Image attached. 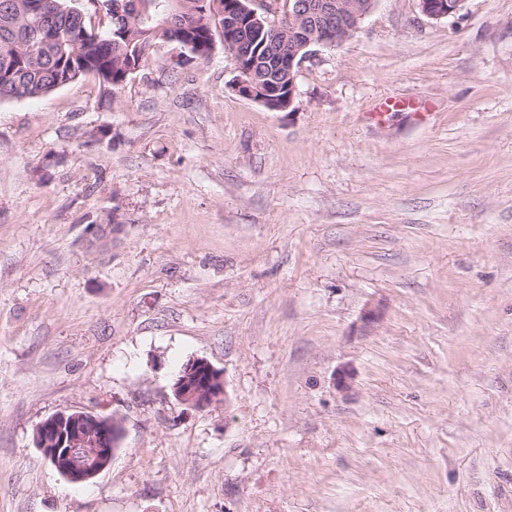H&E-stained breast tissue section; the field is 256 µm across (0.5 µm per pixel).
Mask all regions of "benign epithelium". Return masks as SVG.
I'll use <instances>...</instances> for the list:
<instances>
[{"instance_id": "obj_1", "label": "benign epithelium", "mask_w": 512, "mask_h": 512, "mask_svg": "<svg viewBox=\"0 0 512 512\" xmlns=\"http://www.w3.org/2000/svg\"><path fill=\"white\" fill-rule=\"evenodd\" d=\"M257 0H239L240 11L224 13V26L235 28L250 22L273 35L288 37L286 50L278 60L279 73L288 80V93L277 86L246 78L241 61H236L237 93L270 111L292 107L296 96V76L302 63L317 47H336L352 38L371 12L376 0H297L281 19L268 17L269 8L255 7ZM421 11L439 19L456 15L464 0H418ZM172 390L183 405L204 409L225 395L223 373L208 360L193 357L177 372ZM122 431L121 422L92 412L60 411L41 422L34 443L50 465L68 482L82 484L105 471L116 456L114 437Z\"/></svg>"}]
</instances>
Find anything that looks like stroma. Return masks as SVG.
<instances>
[{"label": "stroma", "mask_w": 512, "mask_h": 512, "mask_svg": "<svg viewBox=\"0 0 512 512\" xmlns=\"http://www.w3.org/2000/svg\"><path fill=\"white\" fill-rule=\"evenodd\" d=\"M177 58L0 102V512H512V0H377L284 112ZM64 410L123 425L87 485ZM421 11L428 17L439 19L456 15L464 0H418ZM172 390L181 404L201 410L225 395L223 373L208 360L193 357L177 372ZM117 432L122 435V425L114 416L60 411L38 425L34 443L59 475L82 484L112 464Z\"/></svg>", "instance_id": "1"}]
</instances>
